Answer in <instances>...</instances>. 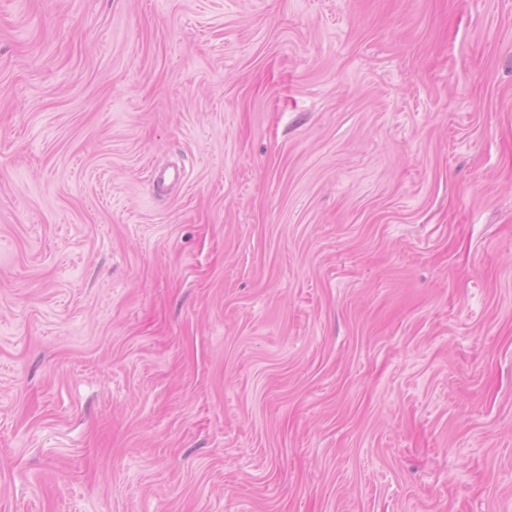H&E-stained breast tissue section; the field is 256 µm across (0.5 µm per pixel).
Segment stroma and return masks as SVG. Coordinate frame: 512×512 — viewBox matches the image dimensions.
Instances as JSON below:
<instances>
[{
  "label": "stroma",
  "mask_w": 512,
  "mask_h": 512,
  "mask_svg": "<svg viewBox=\"0 0 512 512\" xmlns=\"http://www.w3.org/2000/svg\"><path fill=\"white\" fill-rule=\"evenodd\" d=\"M0 512H512V0H0Z\"/></svg>",
  "instance_id": "1"
}]
</instances>
